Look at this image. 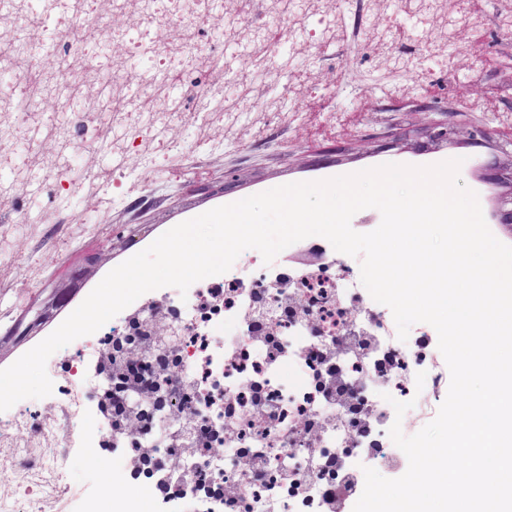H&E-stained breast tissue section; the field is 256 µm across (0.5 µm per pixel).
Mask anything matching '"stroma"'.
<instances>
[{
  "label": "stroma",
  "mask_w": 512,
  "mask_h": 512,
  "mask_svg": "<svg viewBox=\"0 0 512 512\" xmlns=\"http://www.w3.org/2000/svg\"><path fill=\"white\" fill-rule=\"evenodd\" d=\"M348 39L315 57L296 55V42L280 51L288 67L275 71L268 94L287 121L268 116L266 133H250L255 109L237 117L238 141L192 147L194 131L175 133L191 149L176 161L143 164L126 157L127 176L96 193L41 190L32 222L11 238L14 260L0 266V369L13 364L69 315L53 311L41 335L15 343L8 331L35 310L50 308L56 291L83 274L74 296L80 305L113 268L148 247L175 225L212 208L296 182L326 180L386 163L425 166L461 159L462 184L477 193L492 216L512 190L485 179L486 167L512 163V37L495 23L498 0H480L486 19L474 30L469 18L450 20L453 53L425 62L427 77L411 83L384 67L375 49L376 0H335ZM451 111L461 131L452 141L425 133L436 113ZM490 133L471 143L470 126Z\"/></svg>",
  "instance_id": "35a3bbf8"
}]
</instances>
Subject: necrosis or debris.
I'll return each instance as SVG.
<instances>
[{
    "label": "necrosis or debris",
    "instance_id": "obj_1",
    "mask_svg": "<svg viewBox=\"0 0 512 512\" xmlns=\"http://www.w3.org/2000/svg\"><path fill=\"white\" fill-rule=\"evenodd\" d=\"M260 24H240L233 37L247 40L253 56L249 72L232 85L200 84L199 76L224 69V55L200 40L223 0H53L52 28L40 19L38 0H9L16 28L0 32V71L11 75V89L0 90V142L33 145L49 138L57 143L51 166L32 159L26 177L0 186V265L13 259L7 240L27 224V213L11 206L26 195L31 180L68 191L104 180L114 173L88 171L72 176L73 149L143 157L174 155L181 147L170 136L184 113H193L197 141L215 130L232 134L241 101L261 111L274 110L266 79L288 64L280 47L287 42L301 9L300 0H259ZM127 16L116 26L113 15ZM121 45L122 58L110 59L97 31ZM51 51L56 68L41 71L39 59ZM52 100L65 121L41 111ZM316 269L265 263L255 249L244 250L226 273L192 284L187 294L173 287L147 292L107 323V331L124 334L137 314L153 310L175 314L184 362L175 385L193 388V415L216 426L232 423L229 446L259 461L256 473H244L225 461L217 444H195L181 467L149 473L122 452L104 423H93L90 393L97 385L91 369L98 357L99 334L80 337L50 356L46 371L50 396L21 400L0 412V470L16 480L0 486V512H100L111 498L112 512H143L131 487L148 492L152 512H330L329 485L323 474L330 461L340 472L364 466L384 470L400 451L388 435L393 422L419 431L432 421L445 400L450 377L430 337L434 328L414 324L400 341L389 307L375 302L360 280V257L326 247ZM297 297L315 317V327L274 316L266 321L275 345L258 338L249 316L259 296ZM344 343L352 351L340 360L351 391L360 392L373 420L364 437L351 436L335 398L322 384L321 360L328 344ZM269 410L251 415L256 397ZM413 401L396 419L393 401ZM233 416H226V406ZM317 421L318 433L307 437L302 425ZM123 466L112 478L104 472L115 458ZM94 463L97 471L81 483L71 470ZM293 479H285V472ZM238 488L235 496L222 488Z\"/></svg>",
    "mask_w": 512,
    "mask_h": 512
}]
</instances>
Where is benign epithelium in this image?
<instances>
[{
  "label": "benign epithelium",
  "mask_w": 512,
  "mask_h": 512,
  "mask_svg": "<svg viewBox=\"0 0 512 512\" xmlns=\"http://www.w3.org/2000/svg\"><path fill=\"white\" fill-rule=\"evenodd\" d=\"M426 132L433 140L449 141L458 130L449 120L438 119ZM322 259L323 248L316 244L297 254V261L304 265L320 267ZM43 320L44 313L39 311L29 323H15L10 335L21 340ZM179 341L174 319L150 311L138 318L132 331L107 337L99 351L94 402L108 428L122 436L125 447L144 465L156 462L158 449L167 448L165 458L178 466L181 450L170 443L175 437L201 441L221 434L227 439L232 430L230 423L220 433L203 421L187 419L192 391L172 387L181 365ZM369 419L359 407L346 411V422L355 432Z\"/></svg>",
  "instance_id": "obj_1"
}]
</instances>
